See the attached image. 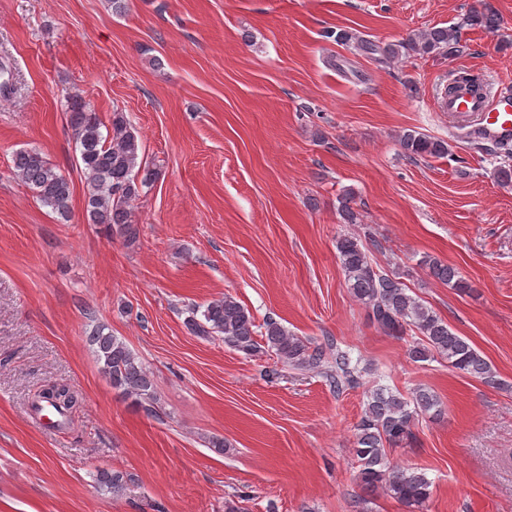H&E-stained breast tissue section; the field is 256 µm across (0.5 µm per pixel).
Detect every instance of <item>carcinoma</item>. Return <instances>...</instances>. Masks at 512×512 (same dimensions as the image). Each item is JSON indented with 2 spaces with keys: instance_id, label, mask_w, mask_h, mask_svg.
<instances>
[{
  "instance_id": "cac0c4a2",
  "label": "carcinoma",
  "mask_w": 512,
  "mask_h": 512,
  "mask_svg": "<svg viewBox=\"0 0 512 512\" xmlns=\"http://www.w3.org/2000/svg\"><path fill=\"white\" fill-rule=\"evenodd\" d=\"M463 25L493 32L498 27V18L486 5L470 11ZM462 49L460 27L435 26L383 48L382 54L389 61L411 54L454 58ZM66 103L76 160L86 179L84 202L88 223L100 224L109 232L115 229L132 243L137 231L131 203L159 179L160 170L140 157L137 136L124 113H112L110 129L103 132L102 121L79 94H69ZM399 145L411 159L444 158L449 153L448 141L414 130L403 133ZM13 166L17 177L39 202L62 219L69 218L73 190L54 164L36 149H21L14 153ZM336 251L346 288L368 311L371 322L390 336L414 335L408 348L412 360L425 361L438 355L459 373L495 383V373L487 360L467 340L453 333L431 308L410 295L398 277L374 266L368 244L360 237L339 238ZM420 264L432 277L454 290L463 292L469 288L455 267L436 257L426 255ZM188 313L185 325L196 336H221L224 344L251 357L270 350L283 364L294 368L326 365V376L338 392L360 385L358 368L348 352L333 348L331 343L314 346L270 317L258 337L254 317L230 294L209 302L202 311L193 307ZM87 340L112 388L138 404L153 398L154 385L149 373L122 341L102 325L95 327ZM331 350L334 358L329 366L326 353ZM42 401L66 420L78 399L67 386L53 384L43 391ZM441 413L439 399L426 388L415 389L409 398L384 387L367 392L364 413L354 433L353 454L360 486L380 489L412 512L423 508L431 497V480L418 468L391 463L387 448L411 438L416 419L437 418ZM96 482L99 488L116 493L124 486V475L102 469L96 474Z\"/></svg>"
}]
</instances>
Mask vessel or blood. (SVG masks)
Here are the masks:
<instances>
[{
    "label": "vessel or blood",
    "mask_w": 512,
    "mask_h": 512,
    "mask_svg": "<svg viewBox=\"0 0 512 512\" xmlns=\"http://www.w3.org/2000/svg\"><path fill=\"white\" fill-rule=\"evenodd\" d=\"M440 111L467 119L466 137L488 143L512 141V96L472 89L465 82L438 100Z\"/></svg>",
    "instance_id": "1"
}]
</instances>
